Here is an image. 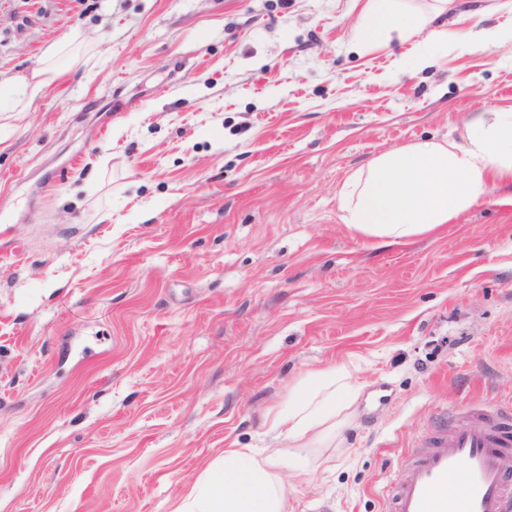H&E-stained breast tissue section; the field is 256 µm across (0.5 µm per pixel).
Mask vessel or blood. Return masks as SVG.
Returning <instances> with one entry per match:
<instances>
[{"label": "vessel or blood", "mask_w": 512, "mask_h": 512, "mask_svg": "<svg viewBox=\"0 0 512 512\" xmlns=\"http://www.w3.org/2000/svg\"><path fill=\"white\" fill-rule=\"evenodd\" d=\"M405 468L385 491V512H512V443L494 416L427 430Z\"/></svg>", "instance_id": "b4317fda"}]
</instances>
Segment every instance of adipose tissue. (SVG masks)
<instances>
[{
  "mask_svg": "<svg viewBox=\"0 0 512 512\" xmlns=\"http://www.w3.org/2000/svg\"><path fill=\"white\" fill-rule=\"evenodd\" d=\"M405 0H368L358 31L363 39L389 34L408 37L426 28ZM79 33L54 42L31 77L17 80V111L45 95L58 76L56 61L78 43ZM512 188V106L472 113L461 140H420L374 156L344 180L337 198L341 220L378 246L409 242L437 233L467 213L491 187ZM348 371L317 373L284 407L268 411L270 432L297 439L335 417L353 401L356 390ZM306 479L315 472L300 458L281 461L257 457L249 448L224 451V468L209 490L188 494L176 512H288L286 487L277 474L281 464Z\"/></svg>",
  "mask_w": 512,
  "mask_h": 512,
  "instance_id": "obj_1",
  "label": "adipose tissue"
}]
</instances>
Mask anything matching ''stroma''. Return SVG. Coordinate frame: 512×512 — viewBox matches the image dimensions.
I'll return each instance as SVG.
<instances>
[{
    "label": "stroma",
    "instance_id": "obj_1",
    "mask_svg": "<svg viewBox=\"0 0 512 512\" xmlns=\"http://www.w3.org/2000/svg\"><path fill=\"white\" fill-rule=\"evenodd\" d=\"M365 2L0 0V512H175L233 444L316 467H282L288 512H383L437 415L512 428L505 189L388 247L336 200L373 156L512 106V0L363 42ZM344 367L354 402L267 436ZM79 39L80 33L74 32L54 42L45 50L41 65L33 72L32 76L16 81L19 98L14 111H27L29 103L45 95L58 76L57 59L63 56L71 46L79 43Z\"/></svg>",
    "mask_w": 512,
    "mask_h": 512
}]
</instances>
